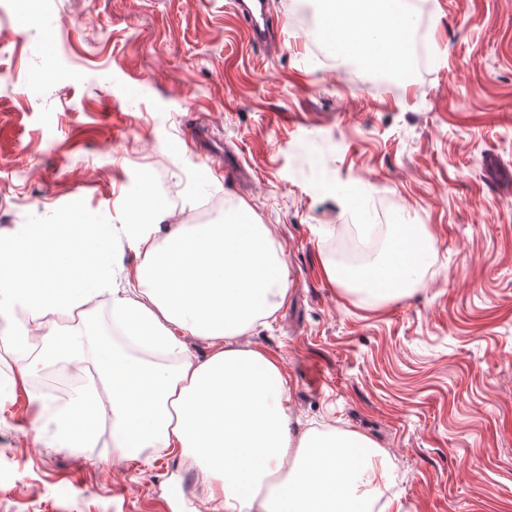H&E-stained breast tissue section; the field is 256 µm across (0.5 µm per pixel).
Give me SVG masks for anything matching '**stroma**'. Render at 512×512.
I'll list each match as a JSON object with an SVG mask.
<instances>
[{
	"label": "stroma",
	"instance_id": "obj_1",
	"mask_svg": "<svg viewBox=\"0 0 512 512\" xmlns=\"http://www.w3.org/2000/svg\"><path fill=\"white\" fill-rule=\"evenodd\" d=\"M227 2L0 0V237L130 223L163 157L183 210L229 198L284 251L288 296L244 341L280 361L293 421L385 450L392 512H512V0H423L427 59L391 88L318 59L302 0H267L280 53ZM202 126L224 145L208 185ZM386 216L423 225L428 265L380 307L323 263L337 228ZM58 371L0 394V512H212L178 450L60 447L33 419Z\"/></svg>",
	"mask_w": 512,
	"mask_h": 512
}]
</instances>
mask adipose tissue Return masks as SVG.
<instances>
[{"label": "adipose tissue", "instance_id": "ef3b65f1", "mask_svg": "<svg viewBox=\"0 0 512 512\" xmlns=\"http://www.w3.org/2000/svg\"><path fill=\"white\" fill-rule=\"evenodd\" d=\"M318 11L323 32L345 55L386 70L401 65L409 33L405 0H318ZM130 209L151 217L123 229L142 257L135 298L112 282L111 225H99L92 237L80 234L76 213L0 246V293L25 295L11 305V341L24 370L83 363L85 314L109 298L114 323L179 360L167 367L100 351L96 368L112 390L113 457L180 450L200 465L222 512H365L390 481L383 452H367V439L337 430L295 429L278 359L237 343L288 295V265L267 226L239 212L220 224L170 225L159 239L163 208L141 200ZM54 256L58 270L49 276L43 265ZM425 258L421 236L398 227L380 256L357 272L358 289L376 303L398 299ZM61 278L69 287L60 297ZM59 312L71 315L62 333L45 323ZM187 336L208 341L210 354L190 356ZM90 401L77 394L54 415L61 446H98L100 426H76L77 411Z\"/></svg>", "mask_w": 512, "mask_h": 512}]
</instances>
